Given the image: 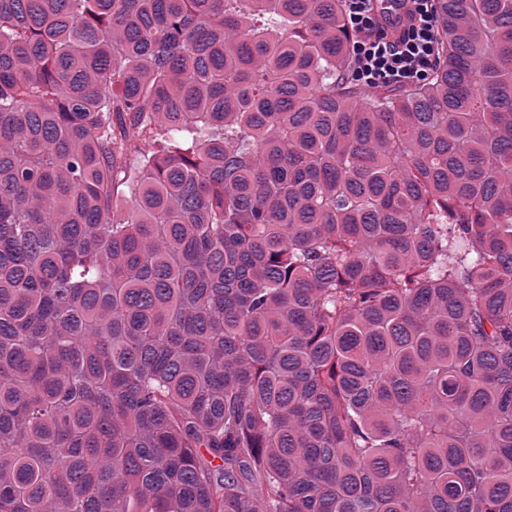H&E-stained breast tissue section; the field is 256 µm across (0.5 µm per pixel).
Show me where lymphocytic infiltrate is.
Masks as SVG:
<instances>
[{
	"instance_id": "f902f5d3",
	"label": "lymphocytic infiltrate",
	"mask_w": 512,
	"mask_h": 512,
	"mask_svg": "<svg viewBox=\"0 0 512 512\" xmlns=\"http://www.w3.org/2000/svg\"><path fill=\"white\" fill-rule=\"evenodd\" d=\"M378 0H344L351 34L347 80L367 89L420 83L440 63L434 0H409L411 20L396 35L378 18Z\"/></svg>"
}]
</instances>
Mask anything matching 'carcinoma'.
I'll list each match as a JSON object with an SVG mask.
<instances>
[{"label": "carcinoma", "mask_w": 512, "mask_h": 512, "mask_svg": "<svg viewBox=\"0 0 512 512\" xmlns=\"http://www.w3.org/2000/svg\"><path fill=\"white\" fill-rule=\"evenodd\" d=\"M434 7L370 92L341 0H0V512H512V0Z\"/></svg>", "instance_id": "1"}]
</instances>
